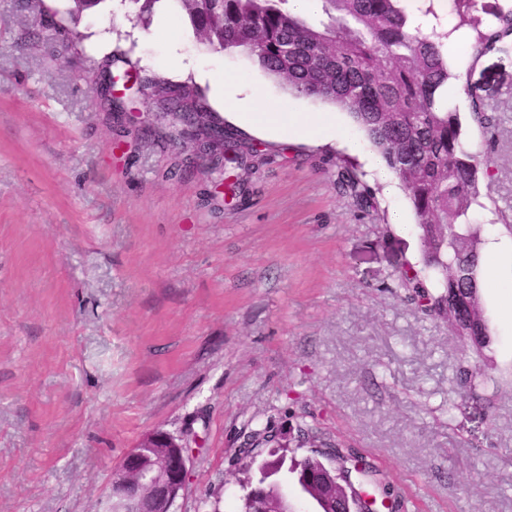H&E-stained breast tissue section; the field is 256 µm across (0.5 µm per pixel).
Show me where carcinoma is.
Masks as SVG:
<instances>
[{"instance_id":"cac0c4a2","label":"carcinoma","mask_w":512,"mask_h":512,"mask_svg":"<svg viewBox=\"0 0 512 512\" xmlns=\"http://www.w3.org/2000/svg\"><path fill=\"white\" fill-rule=\"evenodd\" d=\"M105 0H69L67 15L75 18L97 10ZM145 24L162 0H121ZM201 43L249 56L263 71L285 83L296 96L330 102L347 112L370 146L399 180L418 228L423 271L408 265L396 271L406 298L428 316L448 321L459 336L468 337L480 356L491 339L480 290L481 229L469 211L479 203V183L490 176L488 163L463 143L460 113L448 98V38L471 25L475 0H425L420 12L435 24L425 33L414 23L405 0H320L325 19L311 23L294 13L290 0H173ZM458 17L447 28L438 10ZM495 23L471 45L476 57L507 51L512 38V8L494 6ZM473 123L491 142L495 139L492 110L469 86ZM177 122L195 126L226 144L238 146L224 118L209 108L200 91L184 93ZM336 188L363 210L376 208L374 192L353 166L337 172ZM480 376L477 364L460 368V388L471 394ZM288 449L272 448L256 462L259 477L276 486L267 474H298L301 490L323 496L320 483L336 485V472L308 457L287 463Z\"/></svg>"}]
</instances>
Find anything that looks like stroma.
<instances>
[{
	"label": "stroma",
	"instance_id": "1",
	"mask_svg": "<svg viewBox=\"0 0 512 512\" xmlns=\"http://www.w3.org/2000/svg\"><path fill=\"white\" fill-rule=\"evenodd\" d=\"M65 0H0V512H98L138 439L193 433L176 512H241L250 433L284 435L290 458L343 459L354 488L411 512H512V49L448 67L492 107L500 137L451 101L466 144L494 159L470 218L501 245L482 288L483 358L394 281L419 264L415 224L363 155L340 141L275 140L228 117L256 157L225 151L189 174L180 126L113 122L98 64L195 84L230 71L267 104L293 97L248 56L204 49L160 6L150 25L121 0L70 19ZM352 164L375 192L365 212L336 188ZM478 361L482 404L464 399ZM455 402L452 416L440 408Z\"/></svg>",
	"mask_w": 512,
	"mask_h": 512
}]
</instances>
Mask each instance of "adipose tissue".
I'll return each instance as SVG.
<instances>
[{"mask_svg":"<svg viewBox=\"0 0 512 512\" xmlns=\"http://www.w3.org/2000/svg\"><path fill=\"white\" fill-rule=\"evenodd\" d=\"M240 78L225 73L216 89L224 101L225 115L234 117L274 139L306 140L314 137L341 139L355 151L362 144L336 118L332 112H299L291 107H273L266 104L260 93L240 96Z\"/></svg>","mask_w":512,"mask_h":512,"instance_id":"ef3b65f1","label":"adipose tissue"}]
</instances>
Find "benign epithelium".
Here are the masks:
<instances>
[{
	"mask_svg": "<svg viewBox=\"0 0 512 512\" xmlns=\"http://www.w3.org/2000/svg\"><path fill=\"white\" fill-rule=\"evenodd\" d=\"M115 78L105 70L100 75L101 98L114 102ZM193 136L197 157L205 167L215 169L224 154L212 149L209 140L195 129ZM189 439L175 437L164 431L144 434L136 447L130 449L113 472L103 512H174L173 507L189 476ZM246 497L250 512H297V505L282 493L272 495L264 488L250 490Z\"/></svg>",
	"mask_w": 512,
	"mask_h": 512,
	"instance_id": "7a95c632",
	"label": "benign epithelium"
}]
</instances>
